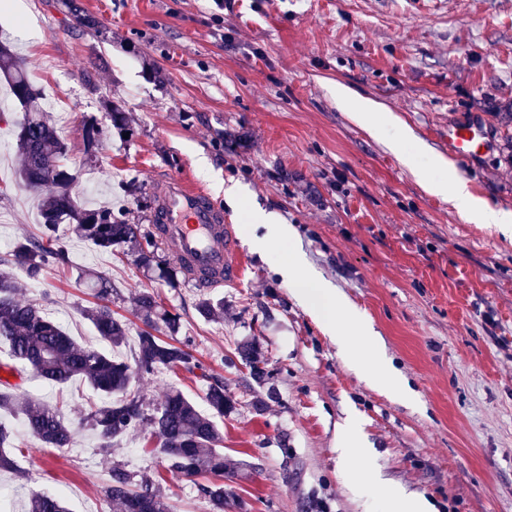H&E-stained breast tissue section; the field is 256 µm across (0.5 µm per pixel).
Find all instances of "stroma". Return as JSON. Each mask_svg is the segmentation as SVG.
I'll return each instance as SVG.
<instances>
[{
  "label": "stroma",
  "mask_w": 512,
  "mask_h": 512,
  "mask_svg": "<svg viewBox=\"0 0 512 512\" xmlns=\"http://www.w3.org/2000/svg\"><path fill=\"white\" fill-rule=\"evenodd\" d=\"M98 29L72 25L64 0H0V27L24 57L44 97H67L59 133L85 201L128 209L152 229L154 182L183 175L223 201L248 266L236 287L169 283L135 263L132 248L106 252L69 225L58 236L68 261L19 297L38 304L81 345L132 360L133 299L158 296L181 317L176 341L198 368L163 371L139 385L150 403L168 386L203 404L210 378L223 380L235 409L222 424L224 454L251 465L224 485L246 512H389L400 489L434 512H512V234L478 224L416 178L455 175L471 193L512 212V0H75ZM28 16L26 24L17 19ZM345 86L379 103L413 134L401 153L392 129L372 133L336 102ZM130 114L129 132L109 129L95 166L79 150L82 125L105 121L103 100ZM19 112L0 117V256L40 236L36 194L16 175ZM482 123L492 148L466 163L448 151V127ZM277 214L292 244L250 250L255 211ZM296 246L319 279L343 292L380 336L385 363L410 399L369 383L349 355L299 303L278 265ZM111 279L112 310L132 322L112 348L82 310L87 274ZM224 301V319L197 311ZM260 344L277 392L253 412L248 371L229 364L236 342ZM26 390L59 406L76 431L71 447L45 448L25 421L4 414L13 470L0 471V504L26 512L32 494L65 498L71 512L105 505L114 463L147 470L174 512H210L198 492L211 474L185 476L156 454L146 427L100 448L83 421L97 396L81 380L58 387L33 378ZM355 419L370 475L337 446Z\"/></svg>",
  "instance_id": "stroma-1"
}]
</instances>
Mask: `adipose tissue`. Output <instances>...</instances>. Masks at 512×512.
<instances>
[{
	"label": "adipose tissue",
	"instance_id": "1",
	"mask_svg": "<svg viewBox=\"0 0 512 512\" xmlns=\"http://www.w3.org/2000/svg\"><path fill=\"white\" fill-rule=\"evenodd\" d=\"M427 190L435 195L450 198L455 206L479 224H497L503 231L512 230V213L491 207L488 203L474 197L466 183L460 180L452 182H428ZM281 276L296 288L299 300L315 310L321 317L326 332L337 345L347 349L350 357L360 371L371 370L379 364L380 357L370 340L368 327L360 326L356 310L347 297L336 289L319 285L306 265L302 253L290 247L280 268ZM360 327L366 341L363 347L353 348L347 324Z\"/></svg>",
	"mask_w": 512,
	"mask_h": 512
}]
</instances>
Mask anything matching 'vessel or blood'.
<instances>
[{"mask_svg":"<svg viewBox=\"0 0 512 512\" xmlns=\"http://www.w3.org/2000/svg\"><path fill=\"white\" fill-rule=\"evenodd\" d=\"M448 144L461 157H481L484 134L474 121L448 128ZM154 221L158 239L182 264L188 281L202 288L241 282L245 261L223 209L204 189L179 177L157 182Z\"/></svg>","mask_w":512,"mask_h":512,"instance_id":"b4317fda","label":"vessel or blood"}]
</instances>
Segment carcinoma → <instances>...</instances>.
I'll return each instance as SVG.
<instances>
[{
	"instance_id": "obj_1",
	"label": "carcinoma",
	"mask_w": 512,
	"mask_h": 512,
	"mask_svg": "<svg viewBox=\"0 0 512 512\" xmlns=\"http://www.w3.org/2000/svg\"><path fill=\"white\" fill-rule=\"evenodd\" d=\"M0 82L9 87L23 112L17 123L19 180L33 192L49 190L39 206L42 236L18 241L8 256L0 258V344L8 348L7 360L0 362V368L17 378L15 383L0 378V410L22 416L30 432L43 444L67 448L74 430L61 410L29 398L23 390V381L28 373L57 386L78 378L107 397V401L85 417L101 447L110 448L116 438L146 424L158 438L156 451L168 459L173 471L192 476L204 470L224 477L225 471L236 468V463L224 458V449L220 448L223 438L219 421L234 408V403L224 394V382L216 378L208 385L205 412L175 387L151 410L146 408L141 395L132 391L137 381L158 372L196 366L188 347L172 344L154 334L161 324L170 334H175L180 325L179 315L164 309L153 294L139 293L135 314L144 329L138 332V350L129 362L80 345L59 324L47 318L38 305L17 298L18 285L11 268L20 267L29 280L38 281L51 262L66 260L64 247L54 249L43 244L45 240H57L56 231L61 224L72 225L77 236L106 251L123 244L134 245L137 264L157 269L171 283L182 276V271L177 261L159 255L156 233L130 222L128 211L92 208L76 195L75 176L66 164L68 146L57 127L47 119V108L30 81L26 61L3 40L0 41ZM104 108L112 127L126 129L129 118L120 105L106 100ZM106 133V128L95 119L85 122L82 152L87 160L96 158ZM92 288L95 302L83 309V314L99 335L113 347H120L127 340L129 324L112 313V283L99 276L93 280ZM197 310L207 320H219L224 317V300L204 298ZM235 356L249 367L250 405L260 413L273 397L274 389L269 385L259 346L254 342L240 343ZM199 492L207 499L211 512H224L229 498L224 483L202 485ZM104 496L112 512H172L168 499L154 487L150 477L139 476L121 464L110 468ZM28 512H68V509L62 497L42 493L30 498Z\"/></svg>"
}]
</instances>
